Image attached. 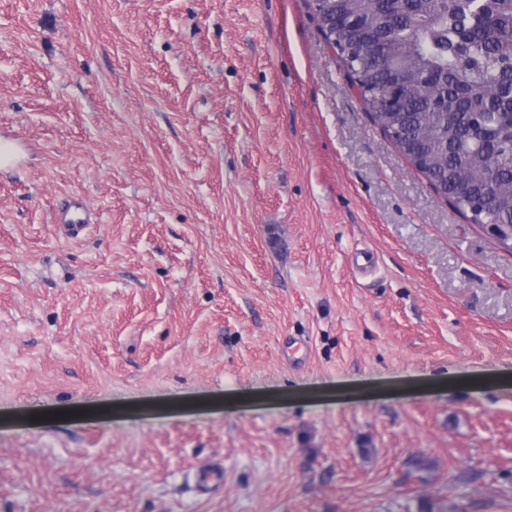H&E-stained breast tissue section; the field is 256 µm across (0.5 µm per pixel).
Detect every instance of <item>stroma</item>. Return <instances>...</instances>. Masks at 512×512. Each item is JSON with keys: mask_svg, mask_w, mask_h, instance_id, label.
I'll list each match as a JSON object with an SVG mask.
<instances>
[{"mask_svg": "<svg viewBox=\"0 0 512 512\" xmlns=\"http://www.w3.org/2000/svg\"><path fill=\"white\" fill-rule=\"evenodd\" d=\"M0 137V512H512V253L308 0H0ZM58 223L60 232L65 236L78 238L86 230L88 219L83 206L73 202L60 212Z\"/></svg>", "mask_w": 512, "mask_h": 512, "instance_id": "35a3bbf8", "label": "stroma"}]
</instances>
